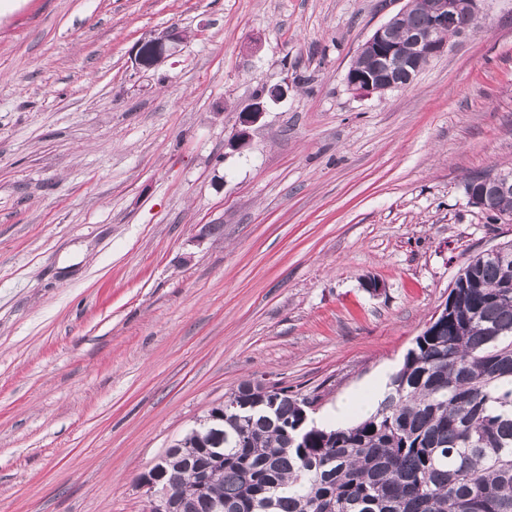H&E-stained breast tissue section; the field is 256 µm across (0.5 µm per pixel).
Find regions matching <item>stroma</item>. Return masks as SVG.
<instances>
[{"label": "stroma", "mask_w": 512, "mask_h": 512, "mask_svg": "<svg viewBox=\"0 0 512 512\" xmlns=\"http://www.w3.org/2000/svg\"><path fill=\"white\" fill-rule=\"evenodd\" d=\"M401 7L0 0V512H149L142 476L242 382L321 420L512 240L465 191L512 171V0L410 85L354 93ZM168 28L176 52L136 68ZM184 36L181 31L170 28L142 41L134 56L136 65L140 68H150L168 56H170L176 46L181 43ZM257 93L256 95H258ZM255 95V96H256ZM267 101L265 95L256 96L239 113V129L230 145L234 148H242L249 140L250 128L259 123L266 112Z\"/></svg>", "instance_id": "1"}]
</instances>
